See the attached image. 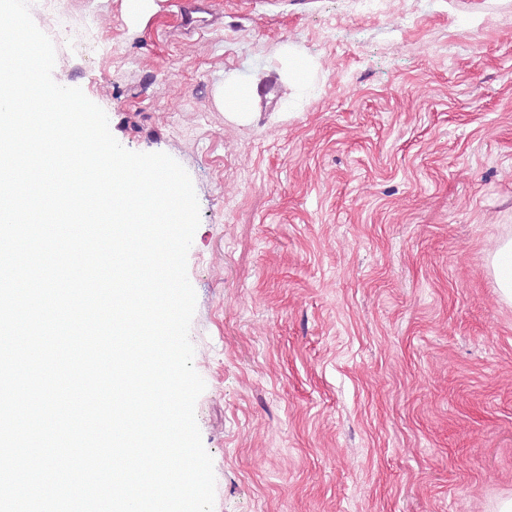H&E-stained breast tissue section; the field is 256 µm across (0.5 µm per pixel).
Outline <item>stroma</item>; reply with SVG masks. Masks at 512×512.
I'll return each instance as SVG.
<instances>
[{
  "label": "stroma",
  "instance_id": "obj_1",
  "mask_svg": "<svg viewBox=\"0 0 512 512\" xmlns=\"http://www.w3.org/2000/svg\"><path fill=\"white\" fill-rule=\"evenodd\" d=\"M37 0L53 78L188 172L214 512H496L512 498V0ZM311 65L299 89L294 58ZM256 86L247 120L221 84ZM492 266L502 296L512 301V239L498 243L492 255Z\"/></svg>",
  "mask_w": 512,
  "mask_h": 512
}]
</instances>
